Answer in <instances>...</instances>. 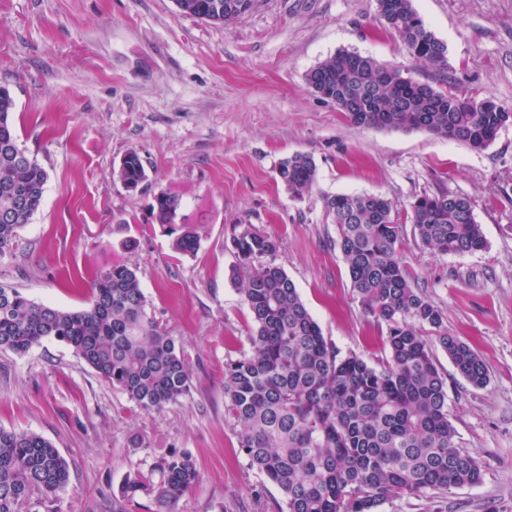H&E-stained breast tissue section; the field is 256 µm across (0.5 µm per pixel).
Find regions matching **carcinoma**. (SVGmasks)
Wrapping results in <instances>:
<instances>
[{"mask_svg":"<svg viewBox=\"0 0 512 512\" xmlns=\"http://www.w3.org/2000/svg\"><path fill=\"white\" fill-rule=\"evenodd\" d=\"M179 12L229 25L257 0H173ZM380 20L399 37L410 58L446 70L447 46L426 26L412 0H378ZM309 88L356 126L420 130L488 148L512 125V110L490 97L444 93L371 56L341 49L306 74ZM15 99L0 86V255L19 244V231L42 205L49 174L19 145ZM277 176L300 198L317 182L312 156L282 161ZM123 184L147 179L143 159L128 152L118 170ZM180 197L155 196L152 212L172 249L193 255L198 231L179 222ZM324 208L336 226V246L347 265L363 312L386 324L388 357L372 366L340 357L323 336L294 282L275 263L278 242L252 224L230 238L237 258L232 279L249 309L252 350L224 364V407L240 424L249 465L282 494L286 512H378L385 502L476 486L478 459L458 449L448 415L444 374L435 362L428 327L457 373L474 387L489 380L468 343L448 333L442 311L403 265V227L394 204L379 194H335ZM413 235L440 254L465 255L486 247L469 199L439 191L410 206ZM68 346L95 373L138 408L161 412L191 390L184 352L146 309L137 269L114 262L91 286L88 305L76 311L39 304L19 289L0 286V349L23 355L47 339ZM151 480L128 476L112 512L147 490L174 503L200 480L190 456L152 464ZM66 459L43 436L0 428V512H17L33 495L55 498L69 484Z\"/></svg>","mask_w":512,"mask_h":512,"instance_id":"1","label":"carcinoma"}]
</instances>
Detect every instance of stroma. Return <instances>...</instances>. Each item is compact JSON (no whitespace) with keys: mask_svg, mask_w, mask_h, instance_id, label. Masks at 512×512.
I'll list each match as a JSON object with an SVG mask.
<instances>
[{"mask_svg":"<svg viewBox=\"0 0 512 512\" xmlns=\"http://www.w3.org/2000/svg\"><path fill=\"white\" fill-rule=\"evenodd\" d=\"M448 46L451 68L410 59L378 19L377 0H258L229 26L180 13L173 0H0V84L16 108L19 144L49 173L42 205L0 256V285L67 310L112 262L136 267L147 311L192 366L188 396L145 412L64 343L25 355L0 350V427L32 431L70 469L51 501L18 512H112L127 475L161 456L189 454L199 483L177 502L143 493L130 512H278L279 490L251 469L239 425L224 411V364L251 349L252 319L231 278L227 243L251 224L279 243L275 262L295 283L341 355L385 359L386 332L351 292L327 194H382L400 224L425 193L468 198L487 246L462 256L422 246L402 259L450 334L472 345L489 382L473 387L441 346L448 414L460 449L482 465L479 485L398 498L380 512H512V126L485 150L425 131L352 125L307 85L341 49L403 67L443 92L494 97L512 108V0H413ZM137 151L148 179L117 172ZM311 155L316 187L293 198L281 161ZM181 199L198 251L175 253L156 224L157 194Z\"/></svg>","mask_w":512,"mask_h":512,"instance_id":"obj_1","label":"stroma"}]
</instances>
